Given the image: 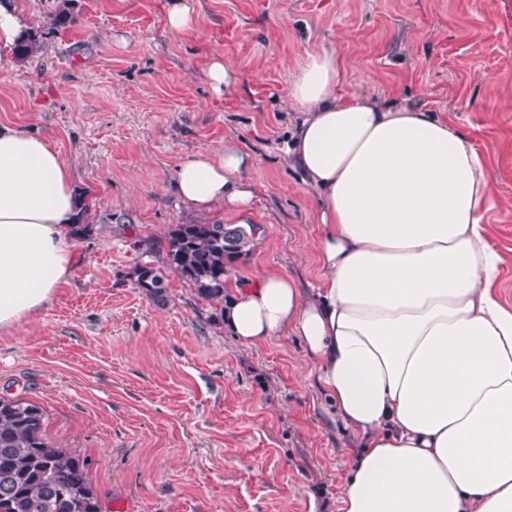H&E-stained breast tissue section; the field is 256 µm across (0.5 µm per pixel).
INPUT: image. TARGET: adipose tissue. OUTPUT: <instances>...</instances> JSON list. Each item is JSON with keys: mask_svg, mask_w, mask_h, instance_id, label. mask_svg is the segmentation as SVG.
<instances>
[{"mask_svg": "<svg viewBox=\"0 0 512 512\" xmlns=\"http://www.w3.org/2000/svg\"><path fill=\"white\" fill-rule=\"evenodd\" d=\"M335 52L288 84L286 150L319 198L320 280L285 271L232 288L224 321L257 344L298 336L334 415L358 437L342 512H512V310L483 224L493 199L472 139L441 114L337 87ZM254 157L235 144L175 171L196 211L246 224ZM77 213L47 137L0 124V333L68 285Z\"/></svg>", "mask_w": 512, "mask_h": 512, "instance_id": "ef3b65f1", "label": "adipose tissue"}]
</instances>
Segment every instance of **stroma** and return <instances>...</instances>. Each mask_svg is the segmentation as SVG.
<instances>
[{
    "instance_id": "35a3bbf8",
    "label": "stroma",
    "mask_w": 512,
    "mask_h": 512,
    "mask_svg": "<svg viewBox=\"0 0 512 512\" xmlns=\"http://www.w3.org/2000/svg\"><path fill=\"white\" fill-rule=\"evenodd\" d=\"M12 2L44 47L25 62L0 48V123L54 141L91 192L93 231L69 286L0 333V397L41 405L52 443L87 456L102 512H340L357 442L296 337L241 342L178 272L160 305L131 273L162 265L170 225L203 218L176 168L231 139L255 158L262 227L233 283L279 269L316 287L318 199L284 159L285 93L308 52L332 48L340 91L442 113L485 156L512 309V0H188L187 35L167 29L169 0H77L58 30L54 0ZM217 50L235 70L227 100L204 73Z\"/></svg>"
}]
</instances>
